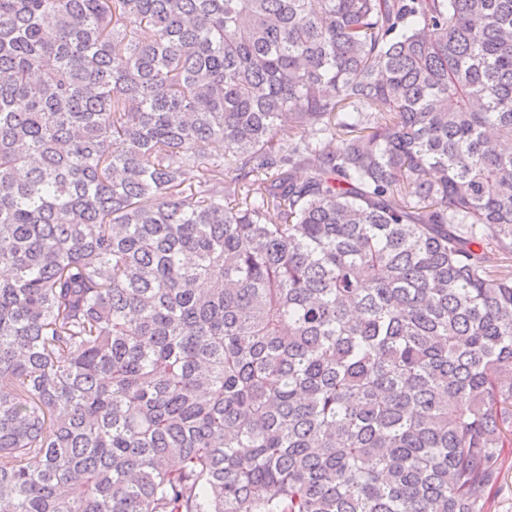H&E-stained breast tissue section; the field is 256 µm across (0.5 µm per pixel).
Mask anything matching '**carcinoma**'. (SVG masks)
Masks as SVG:
<instances>
[{
  "instance_id": "cac0c4a2",
  "label": "carcinoma",
  "mask_w": 512,
  "mask_h": 512,
  "mask_svg": "<svg viewBox=\"0 0 512 512\" xmlns=\"http://www.w3.org/2000/svg\"><path fill=\"white\" fill-rule=\"evenodd\" d=\"M495 250L512 0H0V512H487Z\"/></svg>"
}]
</instances>
